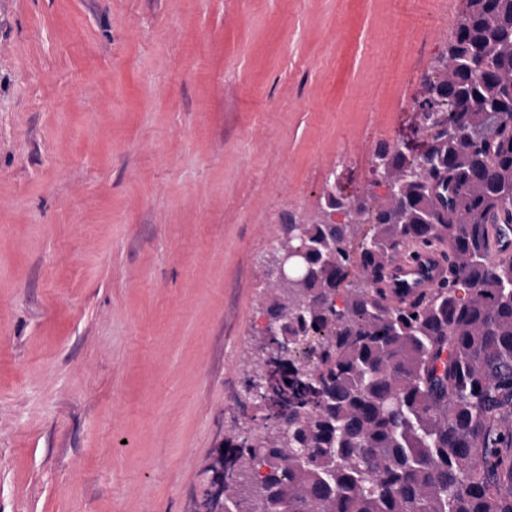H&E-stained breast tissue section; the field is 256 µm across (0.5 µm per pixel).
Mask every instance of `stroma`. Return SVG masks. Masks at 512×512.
Listing matches in <instances>:
<instances>
[{"instance_id":"obj_1","label":"stroma","mask_w":512,"mask_h":512,"mask_svg":"<svg viewBox=\"0 0 512 512\" xmlns=\"http://www.w3.org/2000/svg\"><path fill=\"white\" fill-rule=\"evenodd\" d=\"M415 0H0V512H205L263 260L418 155Z\"/></svg>"}]
</instances>
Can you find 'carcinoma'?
Segmentation results:
<instances>
[{"mask_svg":"<svg viewBox=\"0 0 512 512\" xmlns=\"http://www.w3.org/2000/svg\"><path fill=\"white\" fill-rule=\"evenodd\" d=\"M426 89L421 153L380 149L384 206L337 194L286 225L308 264L269 280L261 448L224 442V502L256 480L240 512H512V257H491L492 221L512 224V0H467ZM415 246L448 250V274L396 296L387 267Z\"/></svg>","mask_w":512,"mask_h":512,"instance_id":"obj_1","label":"carcinoma"}]
</instances>
